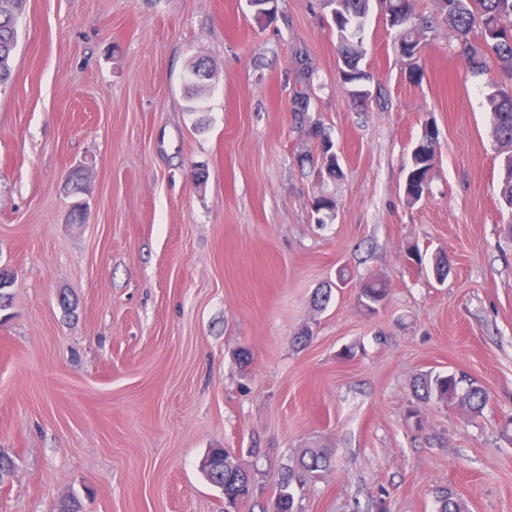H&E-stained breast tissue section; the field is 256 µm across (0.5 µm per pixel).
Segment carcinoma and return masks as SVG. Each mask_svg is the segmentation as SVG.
<instances>
[{
  "label": "carcinoma",
  "instance_id": "cac0c4a2",
  "mask_svg": "<svg viewBox=\"0 0 512 512\" xmlns=\"http://www.w3.org/2000/svg\"><path fill=\"white\" fill-rule=\"evenodd\" d=\"M330 11L336 31L337 50L342 62L340 80L346 90L358 97L368 95L365 82L369 76L360 62L366 55L364 28L372 0H321ZM24 0H0V85L11 77V62L17 47L16 19ZM387 22L399 28V51L412 60L410 74L420 69L413 59L421 49V39L430 29L425 24L413 25V0H382ZM440 11L454 32V53L458 54L473 73L483 74L491 67L500 69L512 79V0H439ZM492 115L493 134L503 148L500 198L505 209L512 213V84L497 86L488 99ZM309 136L317 142L320 167L331 177L342 173L334 143L324 127L312 125ZM436 132L433 126L424 127L421 139L412 149L404 183V194L410 204L421 201L429 190L435 157ZM390 295L389 283L371 279L359 288V303L369 314L382 308ZM424 401L436 400L455 404L479 413L487 401L484 388L474 382L465 383L455 372L438 374L421 380L419 385ZM331 466V457L317 450L305 452L295 464L285 465L278 472V488L274 501L261 504L257 498L255 474L244 468L224 448L214 450L203 460L201 469L207 480L230 501L226 508L239 512L249 502L260 512H302L293 485L316 478ZM438 512H465L462 502L453 493L443 490L438 496Z\"/></svg>",
  "mask_w": 512,
  "mask_h": 512
}]
</instances>
